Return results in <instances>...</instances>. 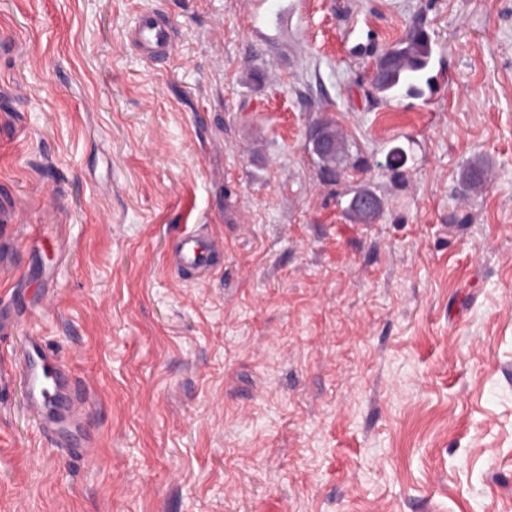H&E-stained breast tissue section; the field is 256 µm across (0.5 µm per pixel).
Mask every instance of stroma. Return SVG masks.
Listing matches in <instances>:
<instances>
[{"instance_id": "stroma-1", "label": "stroma", "mask_w": 512, "mask_h": 512, "mask_svg": "<svg viewBox=\"0 0 512 512\" xmlns=\"http://www.w3.org/2000/svg\"><path fill=\"white\" fill-rule=\"evenodd\" d=\"M415 23L430 88L375 100ZM0 512H512V0H0ZM130 40L143 56L162 61L174 40L172 24L155 13L142 14L130 33ZM317 133L324 142L325 149L316 151L312 148L311 153L317 157L325 173H335L336 165L347 157L345 138L336 127V123L329 119L319 124ZM357 198H366L368 204L356 202ZM385 211L384 200L369 186H364L354 191L346 208L350 221L356 224H372L378 220ZM210 248L198 236L183 235L174 256L177 268L207 269L210 267ZM21 361L30 403L39 411L44 403L53 399L56 388V374L49 368L51 356L41 340L31 338L22 352Z\"/></svg>"}]
</instances>
